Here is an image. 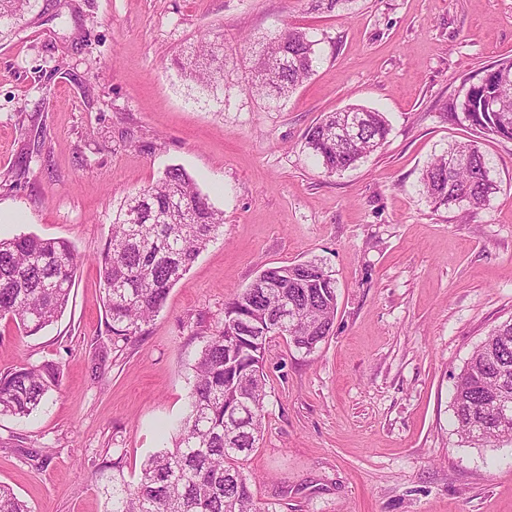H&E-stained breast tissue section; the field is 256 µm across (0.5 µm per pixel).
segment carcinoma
Wrapping results in <instances>:
<instances>
[{
    "label": "carcinoma",
    "mask_w": 512,
    "mask_h": 512,
    "mask_svg": "<svg viewBox=\"0 0 512 512\" xmlns=\"http://www.w3.org/2000/svg\"><path fill=\"white\" fill-rule=\"evenodd\" d=\"M30 0H0V20L16 19ZM243 51L254 57L251 91L279 104L315 72L318 41L289 28ZM194 59H182L184 77L212 89L224 83V42L201 39ZM505 84L512 109V59L487 65L457 105L484 135L512 140V121L482 107L484 94ZM360 127L346 147L332 137L338 112L325 114L306 134V145L327 174L355 167L389 134L384 113L351 106ZM490 160L475 140L456 142L434 158L422 194L434 208L486 206L497 190ZM224 225L208 195L179 165L126 196L112 214L110 237L96 258L109 317L107 332L126 342L164 307L171 288ZM81 256L66 240L19 234L0 240V319L27 336L58 321L67 308ZM337 309L336 284L322 263L307 260L269 267L224 304L220 327L205 340L194 366L189 414L174 427L172 447L151 454L139 481L112 486L109 512H261L244 462L259 443L264 419L266 342L286 336L307 354L330 335ZM512 370V320L494 328L453 376L452 411L461 441L475 447L512 446V418L500 415L499 368ZM54 364H21L0 373V416L31 415L57 385ZM0 512H31L0 485Z\"/></svg>",
    "instance_id": "1"
}]
</instances>
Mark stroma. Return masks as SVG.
<instances>
[{
	"instance_id": "35a3bbf8",
	"label": "stroma",
	"mask_w": 512,
	"mask_h": 512,
	"mask_svg": "<svg viewBox=\"0 0 512 512\" xmlns=\"http://www.w3.org/2000/svg\"><path fill=\"white\" fill-rule=\"evenodd\" d=\"M320 42L279 107L247 89L245 39ZM224 38V85L176 58ZM512 58V0H30L0 24V239L33 233L82 256L68 307L37 335L0 320V372L53 361L26 419L0 417V484L31 512H109L185 415L193 366L230 295L264 269L322 260L331 335L266 347L262 437L245 468L261 512H512V447L462 443L452 376L512 319V140L452 116L468 78ZM384 112L390 134L326 174L305 146L323 113ZM479 140L499 190L471 215L433 209L420 179ZM183 166L224 229L125 345L106 329L96 256L125 196Z\"/></svg>"
}]
</instances>
